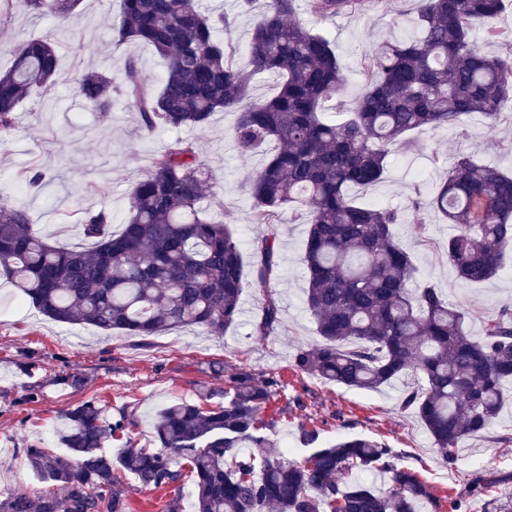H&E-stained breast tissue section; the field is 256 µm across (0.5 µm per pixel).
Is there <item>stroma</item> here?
Segmentation results:
<instances>
[{
    "mask_svg": "<svg viewBox=\"0 0 512 512\" xmlns=\"http://www.w3.org/2000/svg\"><path fill=\"white\" fill-rule=\"evenodd\" d=\"M120 0H81L65 20L39 17L17 9L0 17V69L12 64V47L20 40L46 37L57 46L59 75L49 92H33L20 106L15 127L0 143V194L10 204L24 207L38 230L50 241L82 247L81 221L86 211L105 208L112 228L120 230L129 210L133 183L152 168L157 153L169 141L195 143L211 177L217 203L210 220L231 215L243 247L244 311L223 337L204 329L184 328L157 336L107 333L83 324L55 322L32 304L0 314V496L30 493L40 483L27 468L22 449L49 448L65 462L69 450L60 442L67 410L97 399L107 420L125 419L124 432L108 446L113 453L125 448L157 447L160 412L178 402L206 403L221 396L229 373L244 367L274 376L282 386L266 412L271 441L303 460L313 448L344 437H368L391 448L402 464L419 472L429 485L432 500L421 501V512H451L463 502L467 512H482L483 501L471 496L469 478L490 471H512V401L480 436L467 440L454 464L444 465L418 418L401 410L406 388L399 380L375 391L346 389L302 375L293 368L299 347L317 342L315 324L304 305L306 271L301 262L305 229L302 209L283 211L275 220L279 229V267L269 289L254 282V243L265 232L252 221L249 182L264 164L273 146L258 145L241 153L233 129L236 115L217 112L204 129L158 128L144 133L136 112L115 105L102 112L79 95L78 79L96 69L120 76L128 56L140 61L141 76L158 88L164 63L151 47L116 43L112 23ZM297 21L325 35L333 44L346 79V95L361 91L364 54L374 52L389 34L415 29V0H376L364 13L321 19L310 14L307 0H297ZM205 9L224 11L229 25L224 39L235 49L234 63L248 65L251 16L240 13L236 0H202ZM463 152L508 172L512 170V101L501 109L494 131H486L481 117L411 137L408 155L397 156L374 187L356 192L359 201L381 207L407 209L412 185L422 199H431L448 172L435 155ZM42 172L38 187L19 181L17 173ZM427 237H417L412 224L398 225L402 247L413 257L419 278L433 283L454 305L469 313L468 328L480 334L483 321L500 306L512 303V252L501 274L485 283L461 281L446 256L453 225L430 214ZM274 293L281 325L269 336L253 334V324L267 293ZM223 371H214V363ZM75 375L80 386L67 384ZM316 432L314 444L303 440L304 430ZM130 512H194V489L181 480L163 489L143 485L135 475L119 472Z\"/></svg>",
    "mask_w": 512,
    "mask_h": 512,
    "instance_id": "35a3bbf8",
    "label": "stroma"
}]
</instances>
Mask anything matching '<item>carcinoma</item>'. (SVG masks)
I'll return each instance as SVG.
<instances>
[{
	"label": "carcinoma",
	"mask_w": 512,
	"mask_h": 512,
	"mask_svg": "<svg viewBox=\"0 0 512 512\" xmlns=\"http://www.w3.org/2000/svg\"><path fill=\"white\" fill-rule=\"evenodd\" d=\"M79 3L3 0L0 13L21 6L62 20ZM367 3L308 0L322 18L359 13ZM238 8L253 16L247 71L235 67V49L221 36L224 14L203 11L200 0H120L118 42L145 43L166 61L161 88L148 89L130 58L117 81L85 73L80 95L110 112L119 94L147 134L160 126L203 129L214 113L234 112L242 149L275 143L250 183L253 223L268 225L255 245L256 283L267 287L275 271L276 214L304 203V302L320 341L298 348L295 369L365 390L410 372L421 376L401 408L421 421L442 462L453 464L456 448L482 434L508 400L512 305H502L484 320L481 335H472L464 310L434 285L416 283L418 268L396 226L409 219L423 234L433 209L456 227L446 255L458 278L490 281L512 248V175L460 152L429 203L413 186L406 214L359 205L352 192L383 179L391 152L408 147L409 134L471 114L496 129L502 104L512 101V57L483 54L472 37L482 27L490 38L502 35L496 21L512 10V0H417L418 34H392L363 57L365 85L337 121L326 104L345 106L339 61L324 35L294 20L296 0H238ZM58 67L51 41L15 45L12 65L0 70V137L15 126L31 91L52 88ZM265 74L279 77V91L253 101L251 81ZM213 196L194 143L184 139L167 144L134 184L120 232L109 231V212H86L81 231L89 249L50 242L0 195V277L58 322L144 337L198 326L222 336L241 315L243 254L231 216L218 224L206 219ZM280 325L270 294L254 334L267 336ZM278 386L275 377L260 381L238 369L224 400L166 407L156 427L159 448H126L115 459L105 443L124 421H107L95 401L78 404L60 432L74 465L48 448L22 449L45 486L0 499V512H129L118 469L156 489L192 477L197 512H418L419 502L432 498L419 476L375 440L346 437L301 462L273 451L263 413ZM355 471L385 473L389 487L350 478ZM509 485L512 472L503 471L470 482L483 512H512V492H498Z\"/></svg>",
	"instance_id": "1"
}]
</instances>
